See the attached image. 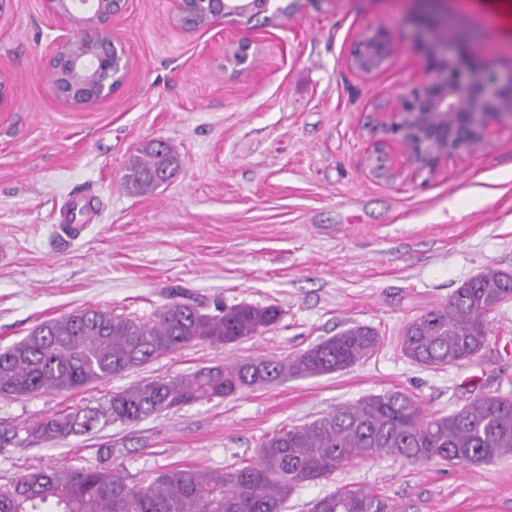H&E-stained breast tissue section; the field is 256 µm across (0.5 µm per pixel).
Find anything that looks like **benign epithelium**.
I'll list each match as a JSON object with an SVG mask.
<instances>
[{
    "label": "benign epithelium",
    "mask_w": 512,
    "mask_h": 512,
    "mask_svg": "<svg viewBox=\"0 0 512 512\" xmlns=\"http://www.w3.org/2000/svg\"><path fill=\"white\" fill-rule=\"evenodd\" d=\"M45 10L60 24L58 37L49 57L52 81L58 100L73 108H84L106 100L125 83L129 59L118 41L97 35L112 29V22L127 9V0H43ZM174 19L185 32L224 27L228 18L250 22L270 10L272 4L282 12L294 8L298 0L286 6L278 0H175ZM443 0H418L414 17V48L424 65L414 84L377 106L381 114L373 130L380 131L374 154L369 158L371 172L389 182L402 174L396 157L417 172H435L453 156L471 154L494 126L512 127V69L487 66L458 51L456 44L465 34L458 33L448 43V13ZM211 4L205 21L195 23V7ZM79 22L90 39L83 59L72 56L76 38L68 26ZM387 34L369 28L359 34L351 66L370 76L391 56ZM13 95L10 76L0 72V112L7 109Z\"/></svg>",
    "instance_id": "obj_1"
}]
</instances>
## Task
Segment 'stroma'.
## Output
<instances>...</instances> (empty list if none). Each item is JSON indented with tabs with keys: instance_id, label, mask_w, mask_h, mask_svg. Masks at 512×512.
Segmentation results:
<instances>
[{
	"instance_id": "stroma-1",
	"label": "stroma",
	"mask_w": 512,
	"mask_h": 512,
	"mask_svg": "<svg viewBox=\"0 0 512 512\" xmlns=\"http://www.w3.org/2000/svg\"><path fill=\"white\" fill-rule=\"evenodd\" d=\"M415 0H303L257 22L184 32L173 0H129L112 25L131 71L108 101L75 109L54 96L46 58L60 34L42 0H15L0 24V71L13 81L0 112V346L85 308L145 319L183 289L207 307L275 306L277 324L224 347L192 345L110 382L0 398V426H20L157 377L245 359L291 358L355 324L379 351L347 372L289 379L221 401L115 424L56 446L0 450V488L27 467L174 466L227 471L260 442L369 394L399 390L429 414L478 395H512V301L489 317L472 362L429 369L403 359L404 325L489 268L512 270V128L436 173L376 179L372 109L403 91L420 57ZM477 58L512 65V0H448ZM383 28L394 49L371 77L349 64L357 35ZM251 42L247 69L229 43ZM161 138L179 155L169 183L128 192L123 168ZM364 489L391 512H512V457L462 468L359 457L298 485L285 512H309L336 489Z\"/></svg>"
}]
</instances>
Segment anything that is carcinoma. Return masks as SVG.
Returning <instances> with one entry per match:
<instances>
[{
    "label": "carcinoma",
    "instance_id": "cac0c4a2",
    "mask_svg": "<svg viewBox=\"0 0 512 512\" xmlns=\"http://www.w3.org/2000/svg\"><path fill=\"white\" fill-rule=\"evenodd\" d=\"M177 169L173 146L150 140L128 161L123 186L147 193ZM511 299L512 272L489 269L465 281L447 302L410 320L399 351L408 361L435 369L472 360L487 347L488 316ZM280 315L275 306L248 304L217 305L207 312L180 290L147 320L102 309L74 311L0 348V397L107 382L190 345L221 347L260 335ZM380 345L374 327L356 324L290 359L247 358L149 379L112 393L103 405L56 412L20 430L4 426L0 448L25 439L57 444L288 378L343 372L369 359ZM375 454L462 467L512 456V397L480 395L449 414L429 415L403 391L366 396L311 423L281 428L261 442L254 462L233 472L184 466L136 478L116 467H36L0 490V512H282L296 486ZM310 512H389V506L364 489H338L315 500Z\"/></svg>",
    "mask_w": 512,
    "mask_h": 512
}]
</instances>
